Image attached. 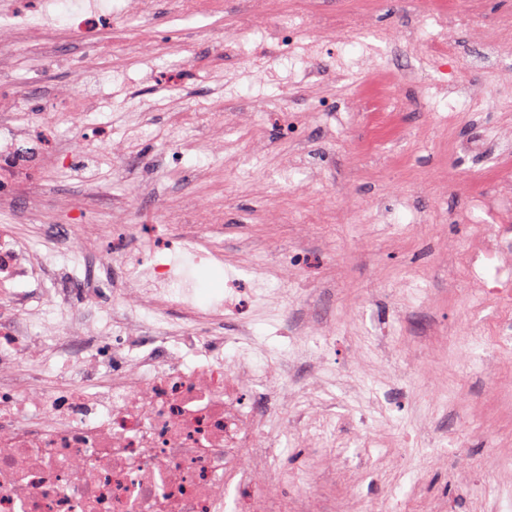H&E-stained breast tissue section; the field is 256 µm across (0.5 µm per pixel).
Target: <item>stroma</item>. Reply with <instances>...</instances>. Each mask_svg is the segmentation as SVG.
Instances as JSON below:
<instances>
[{
	"mask_svg": "<svg viewBox=\"0 0 512 512\" xmlns=\"http://www.w3.org/2000/svg\"><path fill=\"white\" fill-rule=\"evenodd\" d=\"M44 2L58 26L44 54L0 50V97L19 103L15 123L37 120L95 45L97 74L77 93L102 94L104 104L82 126L62 121L35 132L45 150L42 176L0 209V225H15L43 249L47 222L70 223L71 210H81L86 257L58 276L103 278L116 288L120 267L97 254L119 209L165 238L207 205L220 220L225 255L272 265L290 258L289 283L272 278L267 286L293 320L314 322L321 336L300 338L297 357L283 364L287 340L269 335L265 309L242 317L253 322L259 364L284 368L264 399L302 385L336 396V432L316 446L292 406L281 404L265 426L288 432L267 483L314 512H479L481 486L512 485L498 450L512 449V367L494 377L482 369L487 351L476 328L493 310L470 291L461 260L481 235L512 232V214L474 206L491 190L480 170L496 163L497 141L512 137V97L498 94L512 84V58L476 68L475 43L458 34L456 80L480 95L466 110L435 95L427 42L409 56L396 42L370 55L358 41H331L316 53L291 41L307 16H333L355 0H275L281 42L261 56L246 43L232 57L224 42L250 0H223L217 14L155 0L145 16L126 14L119 0ZM455 7L487 36L512 16V0H455ZM93 8L111 16L110 31H70L72 13ZM427 16V0H372L374 26L388 31ZM145 46L153 56H142ZM367 57L373 67L416 74L400 88L401 136L369 155L361 150L368 131L358 98ZM219 107L231 121L260 116L263 142L241 131L234 150L218 149L221 134L204 115ZM95 130L102 144L85 141L74 164L55 161L59 147ZM174 168L176 181L167 177ZM62 199L69 211L57 210ZM172 260L183 264L200 303L223 292L224 268L191 262L185 252ZM320 346L329 351L321 364ZM385 392L382 410L375 401Z\"/></svg>",
	"mask_w": 512,
	"mask_h": 512,
	"instance_id": "stroma-1",
	"label": "stroma"
}]
</instances>
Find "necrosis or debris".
<instances>
[{"label":"necrosis or debris","instance_id":"1","mask_svg":"<svg viewBox=\"0 0 512 512\" xmlns=\"http://www.w3.org/2000/svg\"><path fill=\"white\" fill-rule=\"evenodd\" d=\"M454 12L429 18L441 29L432 56L449 93L456 54ZM15 101L0 99V186L35 183L42 159L31 136L10 118ZM402 109L392 87L362 96L372 141L396 138ZM137 224L111 225L127 267L122 287L98 280L84 305L117 298L119 314L103 330L74 315L65 335L24 336L0 322V512H288V495L263 476L278 440L263 431L269 406L256 396L271 378L224 325L243 307L241 277L228 267L224 296L201 305L181 286L171 263L132 244ZM474 292L493 305L491 355L512 353V238L479 237L464 257ZM50 261L0 226V301L17 314ZM236 348L227 366L224 352ZM48 350L70 363L45 384L39 372L15 375L18 364Z\"/></svg>","mask_w":512,"mask_h":512}]
</instances>
